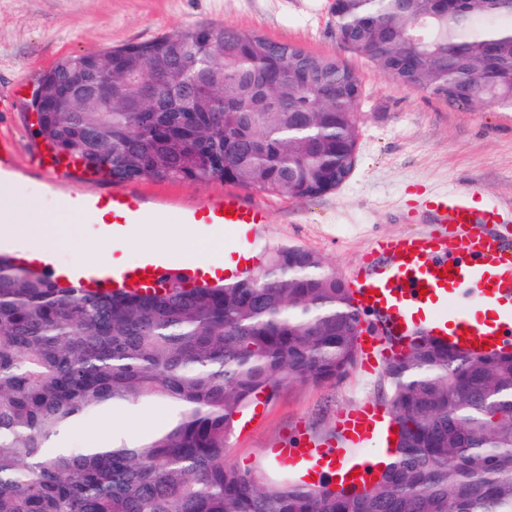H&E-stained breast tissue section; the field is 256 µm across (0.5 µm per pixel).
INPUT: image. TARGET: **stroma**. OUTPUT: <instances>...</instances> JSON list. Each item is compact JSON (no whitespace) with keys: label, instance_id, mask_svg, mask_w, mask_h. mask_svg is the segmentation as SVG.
I'll return each mask as SVG.
<instances>
[{"label":"stroma","instance_id":"1","mask_svg":"<svg viewBox=\"0 0 512 512\" xmlns=\"http://www.w3.org/2000/svg\"><path fill=\"white\" fill-rule=\"evenodd\" d=\"M333 0H0V88L25 80L35 88L42 74L67 54L104 52L194 27L232 26L308 51L339 58L360 78L358 160L350 178L335 192L317 198L266 197L270 222L257 229L255 249L298 245L320 255L339 276L358 269L372 243L381 238L440 232L430 224L426 202L449 187L474 188L479 196L512 204V112L489 105L452 108L428 93L407 88L351 56L336 40ZM0 137L13 144V162L24 185L43 179L37 161L39 140L32 135L28 99L0 108ZM137 189L182 208L232 190V183L141 180ZM62 233L85 240L86 261L111 251L115 261L139 258L138 243H106L94 224L63 218ZM221 237L233 248L231 233L206 224H159L152 244L176 250L183 241ZM391 386L383 371L354 367L333 384H284L259 404L251 429L237 427L226 461L249 470L262 485L290 479L270 454L272 448L304 435L336 439L337 419L347 408L370 401L387 405ZM171 406L157 401L136 410H116L70 429L73 446L89 434L122 435L131 441L167 424Z\"/></svg>","mask_w":512,"mask_h":512}]
</instances>
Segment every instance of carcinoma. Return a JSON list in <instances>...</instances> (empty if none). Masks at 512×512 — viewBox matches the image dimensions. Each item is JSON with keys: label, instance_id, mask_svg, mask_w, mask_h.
I'll return each instance as SVG.
<instances>
[{"label": "carcinoma", "instance_id": "carcinoma-1", "mask_svg": "<svg viewBox=\"0 0 512 512\" xmlns=\"http://www.w3.org/2000/svg\"><path fill=\"white\" fill-rule=\"evenodd\" d=\"M336 39L453 108L512 112V0H334ZM93 72L112 104L34 99V135L114 183L224 180L273 197L340 188L362 86L339 59L229 26L61 58L39 85ZM346 281L297 245L261 278L151 292L63 282L0 253V512H512V351L429 336L385 363L397 448L357 491L260 486L224 462L237 417L285 381L358 361ZM169 401L170 425L73 448L81 418Z\"/></svg>", "mask_w": 512, "mask_h": 512}]
</instances>
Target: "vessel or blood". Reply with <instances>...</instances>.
<instances>
[{"label": "vessel or blood", "instance_id": "obj_1", "mask_svg": "<svg viewBox=\"0 0 512 512\" xmlns=\"http://www.w3.org/2000/svg\"><path fill=\"white\" fill-rule=\"evenodd\" d=\"M62 205L85 224L106 225L114 240L125 237L132 224H210L239 233L231 251L237 269L256 264L246 230L270 221L268 207L258 199L227 192L177 210L150 204L137 190L117 187L102 194L89 183L70 188L61 201L47 199V209ZM434 223L445 225L442 234L409 235L377 240L374 251L389 264L383 270H365L349 281L352 303L361 310L384 315L395 331L398 346L414 334L465 347L497 349L512 345V244L492 232V225L508 223L506 208L478 201L475 193L451 191L428 201ZM38 269L55 278L82 285L122 291L148 292L173 283L200 285L210 272L196 262H176L162 252L143 254L133 264H89L61 268L53 261H37ZM382 411L360 403L340 416L339 442L311 438L275 449L277 462L303 482L335 480L339 472H357L368 482L376 467L373 457H358L385 422Z\"/></svg>", "mask_w": 512, "mask_h": 512}]
</instances>
